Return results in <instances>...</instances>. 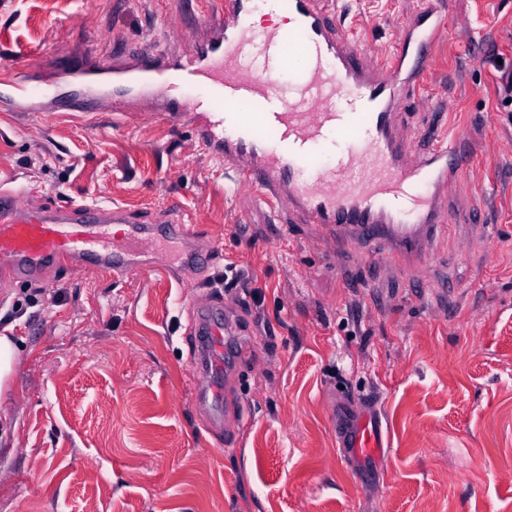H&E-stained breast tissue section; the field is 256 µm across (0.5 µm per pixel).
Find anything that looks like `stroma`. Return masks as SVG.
Returning a JSON list of instances; mask_svg holds the SVG:
<instances>
[{
	"mask_svg": "<svg viewBox=\"0 0 512 512\" xmlns=\"http://www.w3.org/2000/svg\"><path fill=\"white\" fill-rule=\"evenodd\" d=\"M218 0H0V67L111 62L153 32L178 54ZM366 46L394 42L422 0H343ZM453 31L400 122L427 147L474 145L460 218L415 274L231 191L188 117L0 111V183L152 220L176 209L216 248L202 270L57 269L0 288V335L23 340L0 417V512H512V0H451ZM234 269L236 281L224 273ZM236 310L233 446L191 376L195 300ZM365 416L385 453L342 451Z\"/></svg>",
	"mask_w": 512,
	"mask_h": 512,
	"instance_id": "35a3bbf8",
	"label": "stroma"
}]
</instances>
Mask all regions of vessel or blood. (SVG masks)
Wrapping results in <instances>:
<instances>
[{
	"label": "vessel or blood",
	"instance_id": "obj_1",
	"mask_svg": "<svg viewBox=\"0 0 512 512\" xmlns=\"http://www.w3.org/2000/svg\"><path fill=\"white\" fill-rule=\"evenodd\" d=\"M266 3L282 19L259 30L252 16ZM449 22L445 7L428 0L399 24L395 45L374 55L356 26L342 25L334 0H223L208 21L209 37L181 54L131 46L109 66L59 60L4 70L0 86L29 112L47 102L61 112H89L107 91L118 118L142 101L158 103L168 115L199 109L198 141L236 185L254 188L272 211L318 225L328 240L371 246L381 265L411 269L445 234L448 195L470 151L461 134L414 150L399 120L431 74L432 49L447 36ZM285 75L294 78V96L284 93ZM64 77L82 82L77 96L52 93ZM332 134L341 151L313 165ZM31 196L0 186L1 283L38 280L63 264L118 276L155 256L170 273L211 259L198 247L201 233L172 213L145 224L123 207L75 201L45 207ZM163 240L180 245L178 262L160 258ZM194 311L193 375L213 380L228 370L241 332L212 299ZM196 398L208 427L221 428V388L198 387ZM342 445L366 456L382 439L374 427L357 423L344 428Z\"/></svg>",
	"mask_w": 512,
	"mask_h": 512
}]
</instances>
